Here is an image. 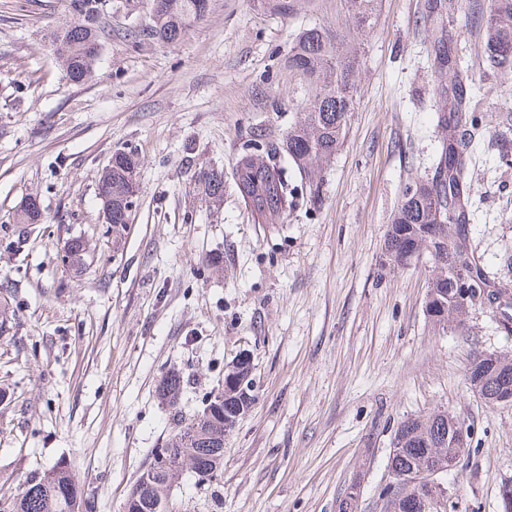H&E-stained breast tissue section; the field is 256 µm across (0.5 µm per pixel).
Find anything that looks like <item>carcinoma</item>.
<instances>
[{"label": "carcinoma", "mask_w": 512, "mask_h": 512, "mask_svg": "<svg viewBox=\"0 0 512 512\" xmlns=\"http://www.w3.org/2000/svg\"><path fill=\"white\" fill-rule=\"evenodd\" d=\"M107 0H73L76 18L59 33L52 52L64 77L73 84L93 76L94 59L87 57L91 44H100L103 34L101 15ZM346 23L332 29L314 25L301 31L291 47L288 62L313 89L297 112L296 120L279 142L271 140L262 126L250 130L247 148L232 169L235 192L252 216L263 224H280L293 205L295 188L281 156L286 155L308 184L311 194L319 191L315 173L320 165L340 150L360 73V56L354 41L370 32L377 21L378 0H345ZM208 0H164L157 17L135 33L141 41L166 45L179 43L191 23L201 19ZM483 27L484 52L490 67H512V0H490L487 14L479 19ZM422 23L431 30L430 58L437 74L435 87L438 107L437 126L442 131L439 150L431 173L415 177L404 187L401 199L388 225L385 248L387 264L405 268L421 255L432 263L430 287L436 296L425 297L430 321L461 333L467 331L468 313L453 304L464 288H493L512 294L509 284L491 282L466 244V224L471 221V183L467 177L483 126L484 115L472 95L473 76L460 64L454 36L444 22L443 12L430 10ZM138 167L133 153L112 155V172L107 179V197L112 200V223H122L120 205L130 193V170ZM206 200L218 203L224 198V173L205 172L200 177ZM251 370L250 358L241 357L224 368V400L205 398L201 415L219 430L235 425L256 396L236 391V378ZM184 388V376L177 370L166 373L158 390L159 398L177 409ZM195 419L179 426L166 443V451L179 450L207 455L216 450L215 438L206 431L192 430ZM395 433L406 437L405 452L389 458V467L408 471L429 460H448L443 447L448 436V412L433 411L425 416L401 421ZM128 495V512H155L167 476L147 468ZM83 501L80 486L70 470L55 465L38 476L23 481L8 505L7 512H70V504Z\"/></svg>", "instance_id": "obj_1"}]
</instances>
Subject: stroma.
Returning <instances> with one entry per match:
<instances>
[{
	"label": "stroma",
	"instance_id": "stroma-1",
	"mask_svg": "<svg viewBox=\"0 0 512 512\" xmlns=\"http://www.w3.org/2000/svg\"><path fill=\"white\" fill-rule=\"evenodd\" d=\"M427 0H382L361 38L346 138L300 191L283 223L257 224L232 187L222 204L201 172H231L251 127L282 138L310 94L288 65L297 34L344 25V0H209L175 45L144 43L153 0H108L111 32L84 84L51 51L74 20L72 0H0V510L21 480L65 462L81 512H123L127 494L176 429L158 396L185 380L179 412L200 413L240 351L257 400L224 441L216 481L184 473L180 512H337L359 490L376 512L394 429L445 410L470 431L445 482L458 512H500L512 480V407L487 408L468 388L473 349L512 354L487 307L468 332L443 331L424 309L428 259L383 260L406 183L440 144L433 111ZM459 0L447 27L474 72L488 127L470 171L478 212L467 244L495 282L512 281V168L499 164L498 119L512 113V70L483 67V30ZM138 155L127 228L113 232L97 196L116 151ZM36 198L43 221L15 214ZM82 240L84 264L62 258ZM163 380L164 383L158 390V396L170 408L176 410L183 393L184 376L178 370H172L166 373Z\"/></svg>",
	"mask_w": 512,
	"mask_h": 512
}]
</instances>
